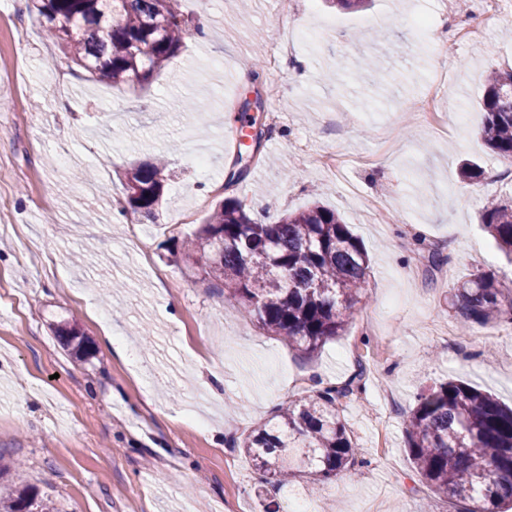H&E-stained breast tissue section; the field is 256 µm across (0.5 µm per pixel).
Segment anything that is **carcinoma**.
<instances>
[{
	"instance_id": "1",
	"label": "carcinoma",
	"mask_w": 512,
	"mask_h": 512,
	"mask_svg": "<svg viewBox=\"0 0 512 512\" xmlns=\"http://www.w3.org/2000/svg\"><path fill=\"white\" fill-rule=\"evenodd\" d=\"M34 2L37 20L65 57L114 86L144 88L178 56L189 35L174 0ZM482 112L487 146L512 160V71L489 75ZM125 178L129 206L153 216L168 180L166 163L157 158L134 164ZM481 221L512 260V204L484 205ZM420 250L430 270L448 260L437 247ZM184 252L206 257L205 274L224 281L227 299L267 333L308 355L345 331L369 270L367 252L348 225L316 203L276 224H260L240 200L226 198ZM453 306L464 328L511 323L512 289L491 273H479L454 289ZM363 388L362 371L341 386L316 387L280 408L277 421L233 446L278 486L305 477L315 488L346 475L357 463V448L339 404ZM404 433L417 473L435 492L478 505L466 512L512 505V407L452 380L418 393ZM0 512H53V507L5 483L0 484Z\"/></svg>"
}]
</instances>
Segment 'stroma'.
<instances>
[{"label":"stroma","mask_w":512,"mask_h":512,"mask_svg":"<svg viewBox=\"0 0 512 512\" xmlns=\"http://www.w3.org/2000/svg\"><path fill=\"white\" fill-rule=\"evenodd\" d=\"M447 0H374L365 10L268 0L244 12L226 0H177L191 30L145 89H116L61 51L30 0H0V465L56 512H289L288 490L233 448L315 382L366 371L340 415L358 448L352 474L310 494L314 512H463L435 494L410 460L404 420L424 388L460 380L512 404V345L498 326L458 328L454 288L482 271L512 287V262L479 222L490 199L512 202V161L481 136L487 74L512 68V17L492 43L460 49L443 106L469 115L435 134L416 104L441 60L413 21ZM291 41L301 72L261 69L229 81ZM381 67L358 78L364 57ZM277 84L265 111L283 127L270 161L227 186L245 130L243 102ZM205 104L188 111V102ZM363 156L335 178L328 150ZM167 156L154 217L126 201L125 171ZM473 162L480 180L463 179ZM227 197L267 224L312 203L336 210L365 246L370 272L342 335L311 358L259 329L223 282L186 262L181 241ZM449 261L447 280L418 260L417 237ZM75 325L91 353L56 334ZM130 350L115 354L113 342Z\"/></svg>","instance_id":"obj_1"}]
</instances>
